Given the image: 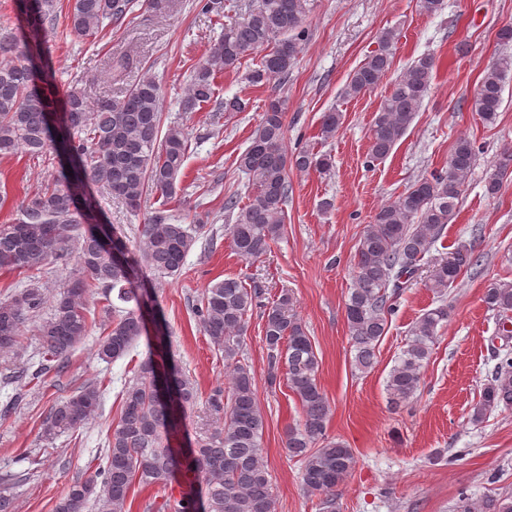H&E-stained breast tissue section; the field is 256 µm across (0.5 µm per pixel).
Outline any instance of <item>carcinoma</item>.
Returning <instances> with one entry per match:
<instances>
[{"instance_id": "carcinoma-1", "label": "carcinoma", "mask_w": 512, "mask_h": 512, "mask_svg": "<svg viewBox=\"0 0 512 512\" xmlns=\"http://www.w3.org/2000/svg\"><path fill=\"white\" fill-rule=\"evenodd\" d=\"M133 0H67V27L85 40H95L106 21H119ZM21 25L0 28V155L24 153L32 159L60 161L58 175L27 198L17 217L0 224V270L36 277L45 267L67 260L69 243L78 239L75 267L64 286L52 296V313L38 327L43 360L32 379L60 371L72 351L89 335L87 300L93 289L115 295L128 304L118 311L106 335L96 345L98 359L109 363L125 355L141 337L148 354L133 378L124 384L119 420L108 434V449L90 475L73 481L55 504V512H127L133 483L167 485L175 472L187 467L204 490L203 512H274L271 480L262 460L265 416L259 406L254 370L239 359L248 315L261 309L268 379L284 372L288 388L301 407V419L288 426L284 448L301 462L304 490L321 499L322 512H340L339 488L355 469L357 457L348 445L327 435L332 409L318 384L319 361L301 319L294 295L288 291L265 303L263 289L250 288L234 277L210 283L195 306L199 325L224 354L229 387L207 396L167 363V335L160 325L148 331L145 314L156 310L150 288L132 284L150 270L167 276L182 271L197 230L173 223L158 210L138 228L130 249L122 228L98 219V204L87 187H103L128 209H140L150 189L165 199L177 193V181L189 150L180 128L161 129L162 93L158 82L144 74L120 98L88 100L77 90L67 93L61 112L54 110L49 91L56 80L51 65L48 31L54 27L60 0H14ZM314 0H251L247 9L229 18L219 39L194 66L180 101L183 112H197L214 98V77L236 72L242 60L260 55L246 75L254 86L288 79L307 39L306 20ZM397 33L386 29L379 47L352 73L342 90L347 99L376 87L392 65ZM436 70L435 57L423 54L403 71L376 112L370 130L368 163L385 160L412 124L428 95ZM512 57L485 72L471 102L483 123H495L501 108ZM288 100L269 98L246 148L237 155V169L251 187L248 203L237 195L224 199V211L235 215L226 232L235 253L245 260L264 255L283 233L288 202V173L310 170L327 175L334 158L313 147L290 155L284 142ZM341 112L322 113L319 135L336 136ZM476 162L475 143L458 137L451 146L448 167L423 175L396 199L383 204L364 227L354 256V284L345 300V319L354 348V368L370 372L376 349L395 314L397 299L415 281L421 262L455 218L457 200ZM512 173V149L501 151L485 193L496 197L503 178ZM474 245L460 243L447 256L428 266L427 283L442 296L462 272L478 265ZM487 308L504 322L512 320V282L496 281L484 294ZM43 304V293L28 288L0 299V352L18 344L21 328ZM446 303L425 312L410 329L406 347L388 373L386 390L398 406L416 394L423 369L448 321ZM203 402L211 422L197 446L182 452L179 438L185 411ZM102 406L94 383L52 406L41 437L53 441L74 434L93 421ZM512 410V351H507L484 383L469 422L479 425L493 411ZM191 496H170L155 512H196ZM0 512H16L9 479L0 480ZM458 512H512V495L488 494L472 501L461 493Z\"/></svg>"}]
</instances>
